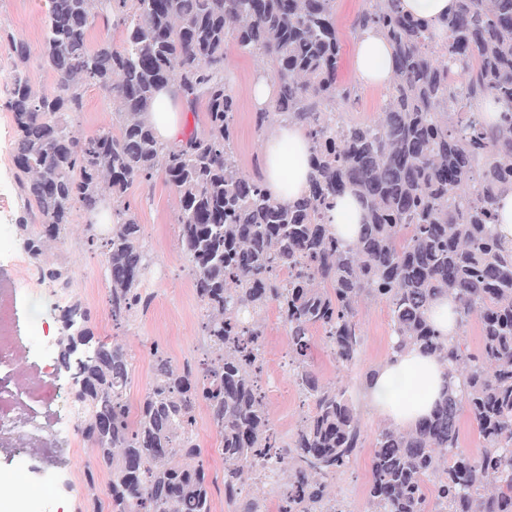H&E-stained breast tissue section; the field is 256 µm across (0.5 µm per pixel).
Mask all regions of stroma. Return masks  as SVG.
<instances>
[{"label":"stroma","instance_id":"1","mask_svg":"<svg viewBox=\"0 0 512 512\" xmlns=\"http://www.w3.org/2000/svg\"><path fill=\"white\" fill-rule=\"evenodd\" d=\"M47 0H0V26L13 32L30 52L26 74L35 92L49 93L55 86V74L45 63L43 53L44 25ZM362 6V0H336V23L341 33L343 49L339 73L343 79L356 80L354 70L355 36L351 23ZM224 76L237 101L234 114L236 130L235 157L246 175L261 169L262 146L265 132L255 124L256 109L249 89L257 74L267 72L266 61L240 51L228 44ZM14 70V57L7 43H0V193L17 192V169L13 158V144L17 130L8 108L9 89ZM113 105L105 92L91 88L84 97L82 112L71 115L76 135L90 136L111 124ZM131 213L141 225L143 236L154 260L151 279L155 298L151 307L124 327H115L108 315L109 282L105 274V258L99 248L87 246L82 227L90 223L89 212L77 207L73 210L71 233L65 243L51 244L44 259L53 262L65 260L73 271V293L90 312V326L95 336L109 338L122 344L133 359L134 371L128 390L131 406H138L152 379V344H160L174 366L196 363L201 309L195 296L189 262L177 237L175 217L178 196L163 177L151 183L132 187L127 195ZM24 219L22 203L0 213V278L12 276V254L21 249L22 241L17 224ZM35 293L20 288L13 292L11 306L16 320L17 351L23 352L30 366L41 365L45 354L29 347L27 338L37 322L30 314ZM360 319L365 343L359 363L349 369L337 368L323 343L313 348V368L321 379L341 380L350 391H357L367 372L377 369L386 358L391 344V313L386 304L372 302L362 305ZM266 362L261 376L262 386L280 380L284 390L277 399H268L270 418L280 433L286 434L299 424L307 411L295 386L288 366V340L276 311L266 316ZM45 431L42 436L26 441L23 446L0 444V478L16 477L23 480L25 494L31 497L33 512H88L91 491L85 476L95 467V452L81 432L75 431L65 414L44 413ZM360 423L365 442L363 448L337 479L334 492L349 506L351 512H366L370 463L376 432L382 427L380 418L361 411ZM198 459L203 464L211 492L212 512H232L224 496L223 464L220 439L211 425L206 410H199L197 418Z\"/></svg>","mask_w":512,"mask_h":512}]
</instances>
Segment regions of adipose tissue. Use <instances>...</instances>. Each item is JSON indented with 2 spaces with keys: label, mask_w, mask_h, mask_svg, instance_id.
Returning a JSON list of instances; mask_svg holds the SVG:
<instances>
[{
  "label": "adipose tissue",
  "mask_w": 512,
  "mask_h": 512,
  "mask_svg": "<svg viewBox=\"0 0 512 512\" xmlns=\"http://www.w3.org/2000/svg\"><path fill=\"white\" fill-rule=\"evenodd\" d=\"M354 69L369 85L390 84L395 70L393 50L378 30L368 29L356 40ZM159 111L150 120L159 141L172 142L181 133L182 102L170 88H161L156 96ZM311 142L304 127L291 120L278 123L263 147L262 183L271 198L290 202L309 189ZM364 210L349 192L337 196L326 220L345 244H354L359 236ZM448 387L445 365L414 346L391 350L380 368L368 381L362 400L388 424L410 430L428 417Z\"/></svg>",
  "instance_id": "1"
}]
</instances>
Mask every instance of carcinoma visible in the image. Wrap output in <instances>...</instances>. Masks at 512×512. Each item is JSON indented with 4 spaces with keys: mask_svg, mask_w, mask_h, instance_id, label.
Masks as SVG:
<instances>
[{
    "mask_svg": "<svg viewBox=\"0 0 512 512\" xmlns=\"http://www.w3.org/2000/svg\"><path fill=\"white\" fill-rule=\"evenodd\" d=\"M364 2L354 32L379 28L396 57L372 123L348 117L359 88L339 78L335 0H48L43 49L55 87L42 95L26 75L25 45L0 30L18 59L10 91L18 189L42 221L37 231L17 225L32 258L70 232L77 204L93 212L120 203L159 174L179 199V239L202 309L196 367H173L154 344L150 388L133 414L126 350L94 335L81 302L60 314L61 361L107 473L108 512H212L205 469L194 463L202 407L220 437L234 512H260L238 489L265 459L286 475L267 476L279 512H346L331 488L363 447L360 419L347 386L321 380L311 354L320 331L336 365L355 366L364 301L390 309L395 348L429 351L465 386L415 429L377 431L367 512H512V249L493 231L498 196L512 189V0H458L438 31L402 13L399 0ZM97 18L108 32L123 30L120 46L108 35L88 45ZM230 40L273 73L275 100L256 112L257 129L291 119L311 141V189L292 203L273 200L237 164V103L224 79ZM167 85L188 110L206 107V129L173 144L157 140L149 119ZM90 86L111 96L112 125L78 137L69 117ZM488 95L505 106L492 127L476 109ZM346 190L366 205L352 247L326 223ZM113 216L107 236L95 224L84 232L103 249L108 310L122 326L153 301L144 288L152 255L129 206ZM45 271L51 283L73 284L67 266ZM444 295L459 326L478 317L477 352L433 328L428 308ZM271 308L308 406L285 437L259 385ZM463 407L482 442L476 456L460 443Z\"/></svg>",
    "mask_w": 512,
    "mask_h": 512,
    "instance_id": "cac0c4a2",
    "label": "carcinoma"
}]
</instances>
